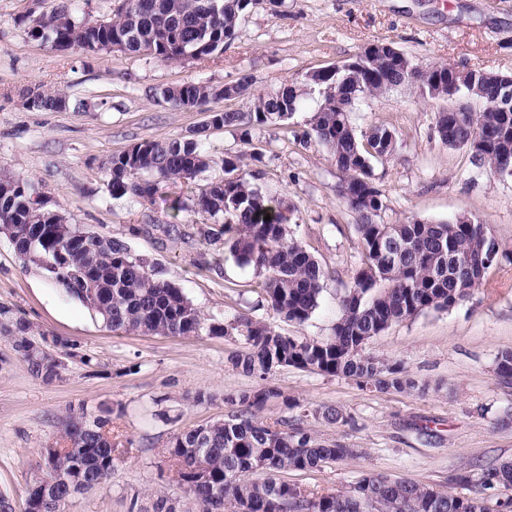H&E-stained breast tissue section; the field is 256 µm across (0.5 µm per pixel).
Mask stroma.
I'll list each match as a JSON object with an SVG mask.
<instances>
[{
    "mask_svg": "<svg viewBox=\"0 0 512 512\" xmlns=\"http://www.w3.org/2000/svg\"><path fill=\"white\" fill-rule=\"evenodd\" d=\"M57 0H0V172L25 177L70 223L125 239L135 256L183 288L205 316L255 313L276 331L300 340L329 335L338 300L357 267L359 242L350 210L336 194V167L327 149L305 141L316 104L307 101L282 128L253 131L243 141L232 128L213 129L204 110L167 103L163 88L184 82L223 86L241 74L270 91L292 76L341 64L373 42H390L420 63H454L512 73V0H285L246 12L235 40L204 63H164L118 50L61 53L31 37L24 17L48 13ZM31 84L65 93L67 109H28L21 95ZM439 104L401 87L362 99L352 114L356 129L391 126L397 151L372 163L387 205L384 219L448 221L468 214L489 224L503 249L512 250V177L477 168L470 154L444 146L434 131ZM206 131L211 168L184 197L223 178L224 156L240 158V171L256 187L281 192L293 211L296 239L324 267L319 308L304 324L254 310L260 279L200 235L205 216H172L164 205L134 206L112 197L104 164L142 139L167 140ZM142 224L170 227V236L144 234ZM0 306L25 319L30 335L65 363L62 380L33 377L0 336V493L25 512L28 488L42 477L41 450L59 441L70 410L112 409L114 454L106 484L75 497L68 512H128L165 495L189 508L170 478L167 454L174 434L226 418V395L256 389V379L233 370L227 358L241 341L221 336H160L112 332L80 302L24 267L0 236ZM512 350V263L489 270L482 286L453 309L428 311L392 325L366 346L371 355L404 362L426 394L379 392L358 382L293 367L270 379L283 400L263 417L288 414L292 399L314 410H342L343 423L308 419L321 438L357 449L355 457L288 482L307 493L349 491L373 473L402 477L454 494L453 474L512 459V384L495 372L501 352ZM92 358L86 367L84 358Z\"/></svg>",
    "mask_w": 512,
    "mask_h": 512,
    "instance_id": "1",
    "label": "stroma"
}]
</instances>
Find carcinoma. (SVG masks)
Here are the masks:
<instances>
[{"mask_svg":"<svg viewBox=\"0 0 512 512\" xmlns=\"http://www.w3.org/2000/svg\"><path fill=\"white\" fill-rule=\"evenodd\" d=\"M75 0H58L48 15L31 20V36L57 51L79 47L97 53L114 44L121 50L162 62L202 61L224 53L236 38L241 16L260 0H122L112 19L75 20ZM368 74L355 81L350 72L328 70L317 78L290 77L266 92L255 87L250 74L222 88L187 82L164 90L175 106L198 109L211 101L241 99L240 110L211 111L216 127H232L249 137L251 131L284 125L317 94L312 135L329 151L338 171L336 192L354 217L361 258L351 284L339 298V315L331 335L309 341L284 336L262 320L248 316L205 317L182 288L165 280L131 251L127 241L90 229L84 246L67 253L66 271L87 270L95 292L109 294L105 313L92 310L114 332L147 335L237 336L244 350L228 358L232 368L262 382L276 370L294 367L357 381L377 391H409L415 382L400 363L389 364L365 352L368 342L391 325L425 311H448L479 287L488 271L508 258L486 222L461 215L452 221L408 217L387 224L382 191L371 179V163L396 150V132L385 124L357 131L352 112L368 96L383 95L400 86L414 88L424 99L443 105L462 99L481 107L470 112H439L436 131L441 142L464 149L479 168L512 175V109L496 105L498 89L485 71L448 69L444 63L423 66L415 59L375 56L364 60ZM25 104L37 110L61 111L69 99L40 85L26 90ZM212 159L200 135L169 140L143 139L130 154L121 152L106 163L112 197L142 207L162 201L173 216L192 207L212 220L204 236L224 238V248L244 266L262 276L257 309H267L301 325L320 306L326 273L295 238L288 224L289 209L275 208L273 199L237 173V160L224 159V179L208 183L191 201L168 196L164 188L194 181ZM34 184L23 177L0 176V233L72 298L87 305L85 289L76 277L70 282L45 265L61 241L81 231L49 201L33 200ZM37 224L48 237L26 248V233ZM14 351L31 374L47 383L62 379L52 357L32 356L29 326L20 319L0 322ZM496 374L512 383V350L500 354ZM283 399L271 385L229 394L234 407L222 421L198 425L172 437L168 457L176 465L183 486L200 512H491L484 491L498 487L504 504L512 507V461L488 467L472 480L457 473L452 483L471 484L472 494L461 496L401 478L361 475L346 493L310 496L282 479L290 471L307 472L344 460L356 449L340 441H324L303 426L308 414L294 420L268 423L260 416L266 404ZM112 427V408L90 414L81 407L68 416L63 446L45 448L44 477L39 489L28 492L26 512H61L76 486L87 490L112 477L114 448L100 430ZM264 466L257 480L248 479L257 460Z\"/></svg>","mask_w":512,"mask_h":512,"instance_id":"1","label":"carcinoma"}]
</instances>
